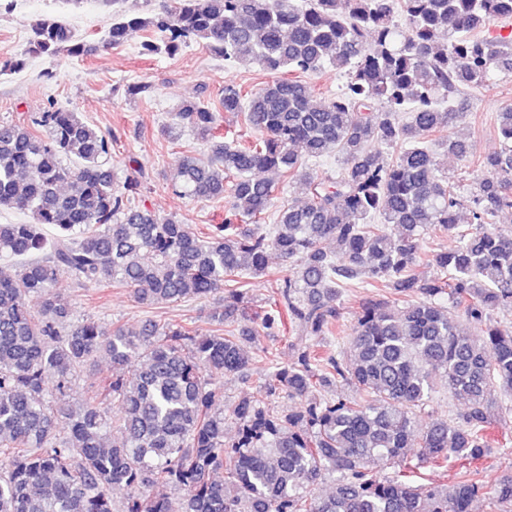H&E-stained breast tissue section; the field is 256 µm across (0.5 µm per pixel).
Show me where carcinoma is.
Segmentation results:
<instances>
[{
  "instance_id": "cac0c4a2",
  "label": "carcinoma",
  "mask_w": 512,
  "mask_h": 512,
  "mask_svg": "<svg viewBox=\"0 0 512 512\" xmlns=\"http://www.w3.org/2000/svg\"><path fill=\"white\" fill-rule=\"evenodd\" d=\"M397 1L407 36L394 21ZM174 2L147 17L113 10L104 45L150 30L144 55L195 40L274 74L257 93L226 85L218 102L198 98L174 113L209 149L182 153L175 188L197 200L229 196L222 223L191 232L135 203L150 182L143 163L128 157L116 179L112 138L74 112L51 105L27 122H0V210L32 218L0 224V260L14 267L0 271V512H115L119 495L123 512H471L484 495L512 512V476L488 485L481 467L492 445L512 444V328L489 319L512 308V233L493 224L512 209V105L498 113L504 149L481 158L486 176L468 204L431 140L439 135L452 157L469 153L448 135L456 109L442 104L459 85L512 70V39L473 36L512 19V0ZM62 51L88 53L66 23L36 20L28 53ZM328 65L345 70V89L316 97L299 75ZM219 112L260 136L228 140ZM333 153L336 172H310ZM266 173L308 192L275 211L269 233L243 225L272 207ZM433 229L455 244L422 253ZM272 251L290 272L258 313L251 279ZM423 254L431 279L415 272ZM62 276L79 288H128L147 306L215 296L220 305L204 334L154 320L106 331L69 320L55 292ZM360 284L384 297L362 303L336 350L300 346L287 368L266 357V398L224 409L211 380L256 365L254 324L329 336L336 301ZM102 357V392L66 399L78 371ZM328 384L354 395L318 397ZM439 387L463 412L420 429ZM282 390L301 407L275 410ZM384 459L394 475L372 468ZM450 461L452 482H416L417 465ZM327 473L337 474L334 491L315 492ZM168 484L181 498L147 492Z\"/></svg>"
}]
</instances>
